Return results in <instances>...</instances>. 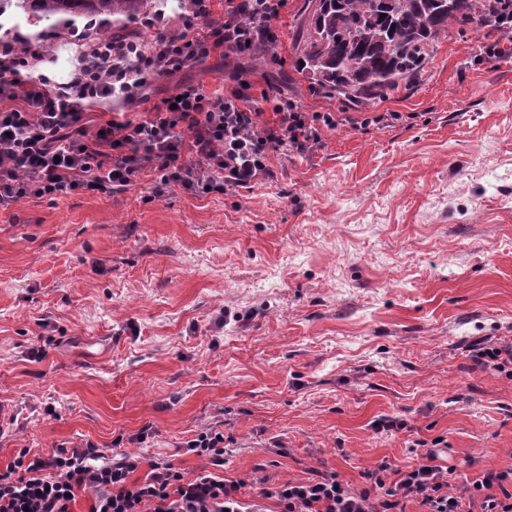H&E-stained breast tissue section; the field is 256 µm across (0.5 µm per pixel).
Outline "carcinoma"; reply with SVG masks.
<instances>
[{"instance_id":"cac0c4a2","label":"carcinoma","mask_w":512,"mask_h":512,"mask_svg":"<svg viewBox=\"0 0 512 512\" xmlns=\"http://www.w3.org/2000/svg\"><path fill=\"white\" fill-rule=\"evenodd\" d=\"M154 0H0V15L14 8L26 19L135 18ZM512 0H315L294 49L299 70L328 94L367 104L417 81L434 41L448 27L498 28Z\"/></svg>"}]
</instances>
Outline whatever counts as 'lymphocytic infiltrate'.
Masks as SVG:
<instances>
[{"label": "lymphocytic infiltrate", "mask_w": 512, "mask_h": 512, "mask_svg": "<svg viewBox=\"0 0 512 512\" xmlns=\"http://www.w3.org/2000/svg\"><path fill=\"white\" fill-rule=\"evenodd\" d=\"M224 20L211 21L210 0H189L175 21L164 13L145 17L152 39L115 43L85 33L67 81L31 79L23 69L41 62L20 48L18 38H0V208L24 198L51 200L77 190L125 191L143 171L155 173L153 193L174 189L225 193L264 178L271 152H310L323 129L335 128L332 112H306L276 94L253 97L245 80L208 93L182 85L142 121L109 120L88 129L89 107L109 98L134 108L149 105L148 90L160 76L214 53H243L275 46L270 27L286 0H226ZM275 120L260 124V106ZM205 467L185 479L157 462L141 482L131 475L139 455L104 459L92 442L62 447L48 456L20 449L0 471V512H72V496H93L89 512H512V467L489 471L452 486L451 467L424 463L393 469L379 462L359 487L333 472L313 471L304 481L271 482L260 476L257 500L246 483L217 476L229 451L224 435L203 430L187 441Z\"/></svg>", "instance_id": "obj_1"}]
</instances>
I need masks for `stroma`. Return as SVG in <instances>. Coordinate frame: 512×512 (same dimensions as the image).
<instances>
[{
	"label": "stroma",
	"mask_w": 512,
	"mask_h": 512,
	"mask_svg": "<svg viewBox=\"0 0 512 512\" xmlns=\"http://www.w3.org/2000/svg\"><path fill=\"white\" fill-rule=\"evenodd\" d=\"M306 0L271 27L275 57L192 62L150 89L278 90L335 129L226 193L128 190L0 210V470L19 449L92 442L186 478V442L223 433L230 480L352 486L443 439L451 482L512 466V379L473 350L512 341V32L449 29L423 76L368 106L310 88L293 43ZM85 20L19 19L38 73L66 81ZM395 120L363 125L365 113ZM394 428H385V421Z\"/></svg>",
	"instance_id": "stroma-1"
}]
</instances>
